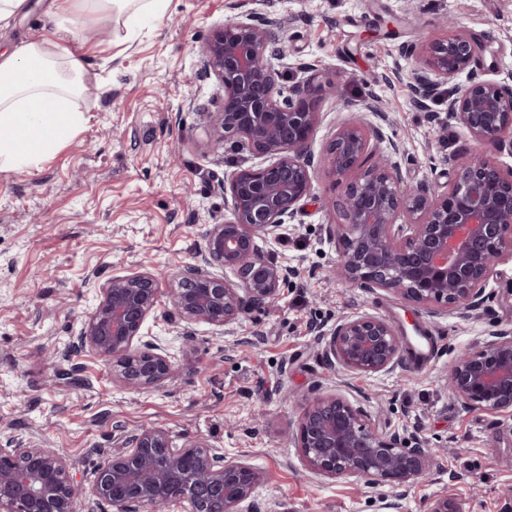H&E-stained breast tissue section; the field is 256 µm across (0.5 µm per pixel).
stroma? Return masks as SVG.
Segmentation results:
<instances>
[{"label":"stroma","instance_id":"1","mask_svg":"<svg viewBox=\"0 0 512 512\" xmlns=\"http://www.w3.org/2000/svg\"><path fill=\"white\" fill-rule=\"evenodd\" d=\"M28 2L0 30V51L49 34V0ZM250 12L284 29L292 67L283 89L311 73L325 87L312 151L322 152L342 102L375 100L385 135L406 157V188L425 181L447 192L449 172L477 144L443 101L427 112L414 106L403 44L465 30L479 45L475 73L512 88V0H171L130 42L121 22L89 23L80 41L91 79L74 104L81 130L36 165L0 171V441L55 449L88 487L119 432L158 426L175 444L201 438L261 470L256 512H382L391 499L399 512H427L441 496L462 512H512V412L467 410L448 389L460 352L483 341L489 325L512 326V259L497 265L479 309L411 315L393 293L334 276L336 242L324 227L335 221L336 191L324 172L286 235L260 242L296 272L277 305L221 330L196 324L187 343L161 304L143 332L185 369L147 392L116 386L101 359L74 352L112 277L143 268L162 288L176 287L177 266L193 261L202 227L227 216L224 176L248 155L207 145L224 91L205 76L199 47L227 15ZM363 313L434 339L435 360L389 374L343 371L315 328ZM330 393L378 433H420L434 470L402 489L307 471L291 433L307 400Z\"/></svg>","mask_w":512,"mask_h":512}]
</instances>
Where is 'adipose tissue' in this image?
Segmentation results:
<instances>
[{
	"instance_id": "ef3b65f1",
	"label": "adipose tissue",
	"mask_w": 512,
	"mask_h": 512,
	"mask_svg": "<svg viewBox=\"0 0 512 512\" xmlns=\"http://www.w3.org/2000/svg\"><path fill=\"white\" fill-rule=\"evenodd\" d=\"M170 0H52L53 32L0 53V169L27 166L69 142L81 127L73 100L89 72L74 51L85 7L129 23L160 17Z\"/></svg>"
}]
</instances>
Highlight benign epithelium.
Segmentation results:
<instances>
[{
    "mask_svg": "<svg viewBox=\"0 0 512 512\" xmlns=\"http://www.w3.org/2000/svg\"><path fill=\"white\" fill-rule=\"evenodd\" d=\"M476 52L463 32L403 49L414 60V105L429 110L442 87L470 73ZM199 53L224 90L206 129L212 148L232 141L258 163L224 177L230 217L208 225L196 260L179 268L177 287L165 292L153 274L131 271L101 288L74 349L104 359L112 380L129 389L156 388L180 368L163 344L144 339L143 325L161 298L184 322L186 341L192 324L222 329L247 308L279 301L294 270L267 258L257 240L279 237L313 190L310 145L323 88L311 76L284 93L288 47L281 25L231 15ZM447 102L448 116L482 150L455 167L443 194L426 182L401 190L399 145L392 141L376 156L383 133L365 114H382L367 101L344 105L358 114L336 124L321 158L341 187L333 203L339 222L326 227L337 242L339 276L369 292L390 291L431 314L482 306L489 300L487 281L501 259L512 256V167L499 160L502 148L512 147V90L473 78L448 92ZM227 271L236 279L226 278ZM403 341L389 320L362 314L336 323L326 353L351 375L385 373L399 365ZM448 386L466 409L512 410V328L492 325L484 341L459 354ZM294 444L305 468L326 478L399 488L431 466L423 440L376 432L336 393L305 405ZM262 479L243 458L229 459L201 441L178 447L167 431L150 427L122 435L121 450L99 464L91 492L113 512H157L170 504L208 512L211 499L221 501V512H253ZM83 493L72 463L56 450L0 448V512H77Z\"/></svg>",
    "mask_w": 512,
    "mask_h": 512,
    "instance_id": "7a95c632",
    "label": "benign epithelium"
}]
</instances>
